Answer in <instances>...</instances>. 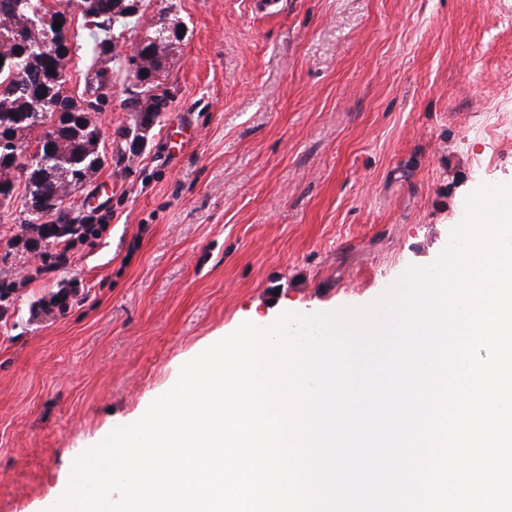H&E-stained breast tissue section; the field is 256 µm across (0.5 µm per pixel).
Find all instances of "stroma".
Listing matches in <instances>:
<instances>
[{"label":"stroma","mask_w":512,"mask_h":512,"mask_svg":"<svg viewBox=\"0 0 512 512\" xmlns=\"http://www.w3.org/2000/svg\"><path fill=\"white\" fill-rule=\"evenodd\" d=\"M131 55L178 28L167 111L66 210L68 264L14 248L0 206V512H49L74 460L137 421L241 323L363 306L434 261L483 184L512 183V0H141Z\"/></svg>","instance_id":"35a3bbf8"}]
</instances>
